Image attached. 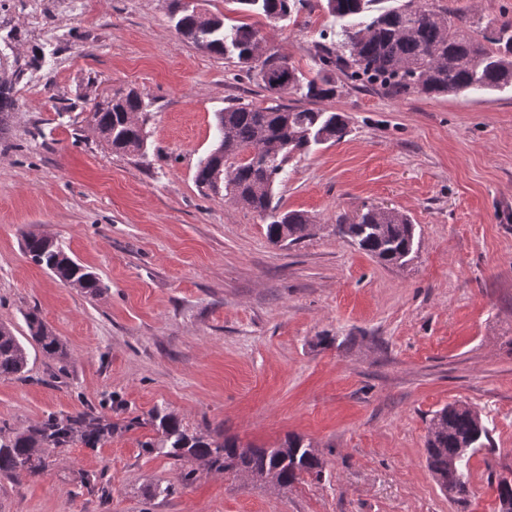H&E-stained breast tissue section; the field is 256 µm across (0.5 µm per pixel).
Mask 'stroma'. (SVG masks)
Here are the masks:
<instances>
[{"mask_svg": "<svg viewBox=\"0 0 512 512\" xmlns=\"http://www.w3.org/2000/svg\"><path fill=\"white\" fill-rule=\"evenodd\" d=\"M227 24H258L266 53L300 75L342 23L308 0L267 23L234 0H199ZM0 323L38 310L65 356L31 350L0 379V423L95 408L120 427L66 449L32 482L0 476V512H499L512 474V87L397 99L339 85L324 109L349 132L287 164L280 210L311 236L269 242L267 220L195 181L216 115L270 94L236 58L181 40L167 0H0ZM147 94L144 155L109 150L84 120L107 93ZM416 226L388 266L336 234L367 207ZM51 237L104 289L81 293L28 259ZM478 411L491 442L471 453L469 496L426 466L434 413ZM189 430L272 446L297 435L323 462L288 487L206 470L182 483L145 453L154 408ZM143 427L122 431L131 418Z\"/></svg>", "mask_w": 512, "mask_h": 512, "instance_id": "obj_1", "label": "stroma"}]
</instances>
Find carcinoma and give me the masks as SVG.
<instances>
[{
  "mask_svg": "<svg viewBox=\"0 0 512 512\" xmlns=\"http://www.w3.org/2000/svg\"><path fill=\"white\" fill-rule=\"evenodd\" d=\"M371 0H326L327 13L351 19L342 30L338 48L318 47L315 69L307 78L298 74L286 58L263 55L262 40L254 25L228 26L224 15L209 19L170 0L176 30L181 38L216 55H234L247 70L256 72L262 87L272 94L270 103L255 106L237 103L217 114V146L200 162L196 181L253 211L267 215L272 210L273 185L285 174L291 157L303 156L314 144L336 142L348 128L341 112L312 106L290 107L279 95L303 90L310 103L336 96L331 71L363 88H378L393 98L423 95L437 98L465 92L477 93L512 87V20L466 17L451 10H435L428 0H404L397 8L369 21L363 13ZM249 11L272 23L298 10L304 0H236ZM149 103L136 90L102 97L89 110L87 121L100 139L116 153L135 154L146 145L141 124L127 122L129 114H144ZM287 143L274 158L262 163L247 153L276 142ZM312 218L288 211L267 224V237L274 244L294 245L311 235ZM336 234L359 250L387 265H402L413 251L415 225L395 210L369 208L352 221H338ZM24 251L85 294L101 291L100 279L70 258L58 243L29 233ZM29 343L13 329L0 324V379L20 378L28 371L32 346L48 358L65 355L63 343L36 311L24 317ZM157 435L141 443L148 454L168 457L179 464L181 478L193 480L201 468L224 472L252 481H264L274 473L278 485L286 487L301 474L321 475L323 462L311 445L290 436L276 447L239 445L209 429L190 434L173 413L156 408L152 412ZM112 437V422L93 408L70 417L48 416L26 429L0 425V475L37 480L45 477L62 449L80 441L93 447ZM490 431L481 415L465 405L450 404L434 415L429 426L427 463L441 486L458 499L468 495L467 453L484 448Z\"/></svg>",
  "mask_w": 512,
  "mask_h": 512,
  "instance_id": "carcinoma-1",
  "label": "carcinoma"
}]
</instances>
